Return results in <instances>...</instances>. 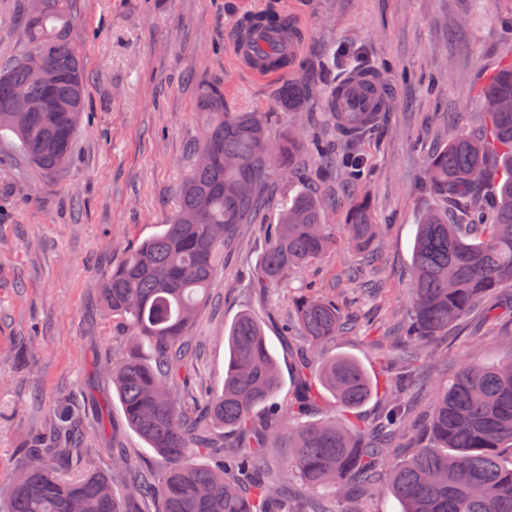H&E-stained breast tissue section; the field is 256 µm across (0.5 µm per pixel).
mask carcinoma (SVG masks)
I'll return each mask as SVG.
<instances>
[{
    "mask_svg": "<svg viewBox=\"0 0 512 512\" xmlns=\"http://www.w3.org/2000/svg\"><path fill=\"white\" fill-rule=\"evenodd\" d=\"M40 2L37 15L26 14L23 52L0 67V134H13L34 165L55 174L70 160L85 110V71L68 39L70 0ZM279 17L271 11L246 21L241 37L261 29L274 33L260 60L281 69L278 107L297 111L321 86L294 76L295 58L278 52L300 38ZM33 57L53 73L51 86L32 78ZM19 89L33 99L51 97L56 111H19ZM484 99L490 128L462 133L428 158L429 189L453 206L427 212L416 224L410 302L397 321L400 340L383 357L389 401L370 433L352 416L374 393L367 372L351 357L318 352L347 328L344 292L315 288L296 302L292 320L308 341L297 359L303 396L278 401L277 358L248 312L228 329L224 386L207 399L204 412L185 410L176 395L190 377V334L225 248L263 207L265 184L288 175L305 147L299 132L271 141L267 113L231 112L220 88L202 89L204 133L189 147L177 209L112 266L99 293L124 341L110 373L126 424L163 468L142 475L123 453L110 476L89 471L69 477L55 463L76 449L80 425L50 418L26 449L28 462L10 477L0 512H130L135 503L158 512H273L293 472L304 485L328 491L329 512H365L362 499L378 493L385 469L402 512H512V359L461 361L455 378L437 388L429 443L401 462L390 461L394 439L412 425L401 400L404 386L428 363L431 346L472 313L492 312L500 289L512 287V111L499 106L512 99V65L490 79ZM362 165L359 155L347 156L340 170L348 185L358 183ZM344 227L350 244L373 261L381 225L373 223L367 201L349 204ZM331 244L315 193L285 200L270 226L258 285H279ZM321 388L343 419H308ZM218 429L236 433L241 444L224 450L213 467L203 458L217 448ZM274 448L288 449L281 465L259 470Z\"/></svg>",
    "mask_w": 512,
    "mask_h": 512,
    "instance_id": "carcinoma-1",
    "label": "carcinoma"
}]
</instances>
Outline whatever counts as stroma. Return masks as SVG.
<instances>
[{
    "label": "stroma",
    "mask_w": 512,
    "mask_h": 512,
    "mask_svg": "<svg viewBox=\"0 0 512 512\" xmlns=\"http://www.w3.org/2000/svg\"><path fill=\"white\" fill-rule=\"evenodd\" d=\"M29 0H0V63L24 48ZM70 40L86 75V114L69 163L42 173L0 137V483L24 462L22 448L49 412L69 401L82 421V454L63 461L69 475L111 473L118 449L136 454L141 471L159 463L125 426L107 368L120 341L99 292L128 248L157 232L177 207L190 165L188 144L200 141L198 94L221 86L237 111L277 109L279 78L253 75L234 57L231 30L252 10L279 9L294 17L303 37L297 56L308 72H335L341 50L361 53L385 80L391 99L381 120L356 138L343 137L322 103L289 112L269 127L271 140L288 129L319 137L334 153L352 148L367 163L360 188L385 238L374 270L343 231L350 189L340 173L320 176L317 156L303 153L288 177L274 179L273 196L319 192L335 241L317 262L279 288L253 280L266 251L264 225H240L214 278L192 332V383L186 407L222 388L228 361L224 330L244 311L261 322L279 361L282 399L293 398L295 356L302 338L286 335L284 320L306 286L340 289L347 271L366 285L355 292L351 326L327 347L357 358L377 386L358 414L374 423L386 401L379 358L396 339L395 316L408 303L415 226L437 200L424 184L429 153L454 134L485 120L483 87L512 61V33L500 25L512 0H72ZM503 316L475 315L441 343L432 379L408 391L419 417L393 452L408 457L427 423L435 386L446 383L472 353L493 362L512 355V297Z\"/></svg>",
    "instance_id": "stroma-1"
}]
</instances>
